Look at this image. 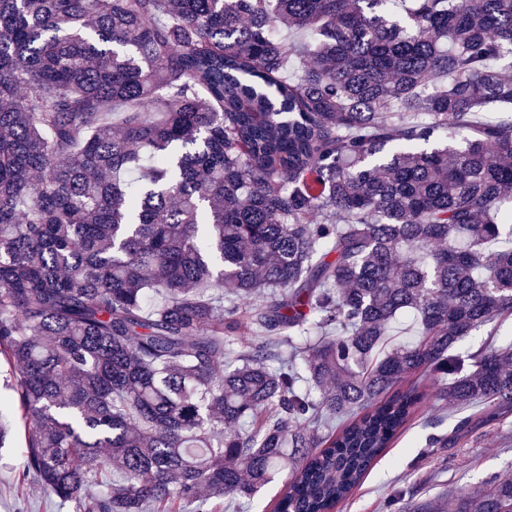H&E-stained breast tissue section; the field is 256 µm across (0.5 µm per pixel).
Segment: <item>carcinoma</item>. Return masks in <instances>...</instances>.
<instances>
[{"label": "carcinoma", "instance_id": "obj_1", "mask_svg": "<svg viewBox=\"0 0 512 512\" xmlns=\"http://www.w3.org/2000/svg\"><path fill=\"white\" fill-rule=\"evenodd\" d=\"M507 53L512 0H0V445L76 512H333L411 374L511 412L456 352L512 317ZM282 485V478H277L274 482L270 483L267 488L259 495L258 498L251 501L249 505L241 503L238 505L233 504L227 511L223 512H261L265 506H268V510L272 508V501L277 492L280 491ZM235 505V507H234ZM240 510V511H235Z\"/></svg>", "mask_w": 512, "mask_h": 512}]
</instances>
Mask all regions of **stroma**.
Returning <instances> with one entry per match:
<instances>
[{
    "label": "stroma",
    "instance_id": "35a3bbf8",
    "mask_svg": "<svg viewBox=\"0 0 512 512\" xmlns=\"http://www.w3.org/2000/svg\"><path fill=\"white\" fill-rule=\"evenodd\" d=\"M422 394L413 421L391 447L373 463L362 483L342 503L339 512H393L388 501L395 491L411 488L419 502H435L458 491H475L493 476L512 470V413L489 419L482 407L462 411L436 402L433 379L416 373L406 380ZM466 430H459L462 418ZM433 437H448L447 447L430 446ZM23 429H15L0 448V512H75L38 484L25 497L15 489L25 457Z\"/></svg>",
    "mask_w": 512,
    "mask_h": 512
}]
</instances>
